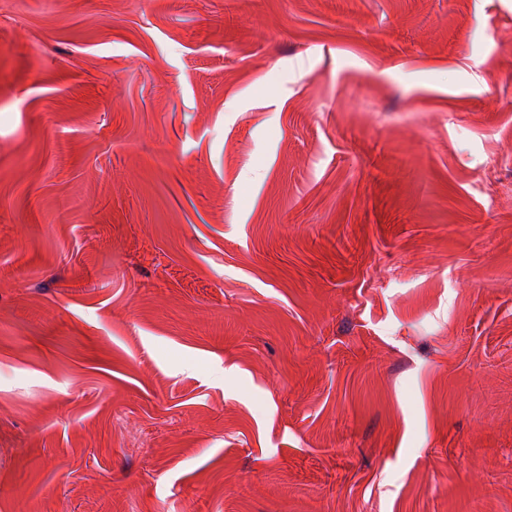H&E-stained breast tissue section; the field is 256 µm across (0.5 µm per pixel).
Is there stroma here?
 I'll return each mask as SVG.
<instances>
[{"label":"stroma","instance_id":"35a3bbf8","mask_svg":"<svg viewBox=\"0 0 512 512\" xmlns=\"http://www.w3.org/2000/svg\"><path fill=\"white\" fill-rule=\"evenodd\" d=\"M0 512H512V0H0Z\"/></svg>","mask_w":512,"mask_h":512}]
</instances>
